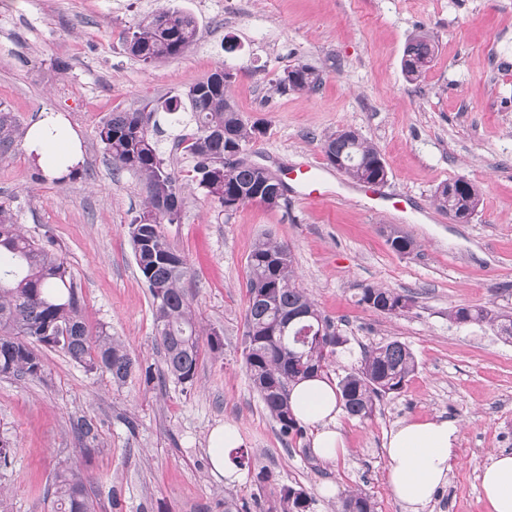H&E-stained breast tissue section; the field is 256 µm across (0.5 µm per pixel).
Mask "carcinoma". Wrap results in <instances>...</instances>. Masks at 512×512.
I'll return each mask as SVG.
<instances>
[{
	"label": "carcinoma",
	"instance_id": "obj_1",
	"mask_svg": "<svg viewBox=\"0 0 512 512\" xmlns=\"http://www.w3.org/2000/svg\"><path fill=\"white\" fill-rule=\"evenodd\" d=\"M194 18L168 8L144 17L126 40V50L145 64L175 58L194 42ZM436 53L432 38L420 31L404 49L402 69L408 80H418L431 66ZM322 73L297 63L277 80L281 92H315ZM204 78L180 93L149 101L140 107L113 112L97 129L113 169L131 171L145 183V210L129 224L134 258L153 300L156 340L164 352L163 374L181 384L193 383L201 354L200 333L191 301L181 286L186 262L162 231L176 224L183 206L182 185L166 156L163 141L181 151L189 161L187 177L219 206L267 200L261 187L265 170L247 162L245 155L259 128L227 94L207 87ZM14 143L8 116L0 115V160ZM328 163L340 161V171L358 182L379 177L386 166L380 151L357 131L342 128L320 140ZM434 203L450 218H466L482 204L478 186L449 189L444 183L434 193ZM387 242L409 254L414 242L403 230L387 231ZM248 304L244 336V364L254 390L279 425L281 435L292 441L305 438L306 430L289 406L292 386L316 374L330 376V367L346 339L317 308L305 289L296 283L288 245L265 237L248 257ZM357 303L383 315L410 310L414 300L389 288L364 285ZM458 325L486 324L501 336L512 338V314L491 306L455 307L448 313ZM324 322L337 337L334 343L305 344L294 336L305 327ZM62 352L86 370L104 371L121 385L141 365L112 337L106 327L91 332L82 315L76 285L64 260L54 250L22 232L13 215L0 207V375L35 377L43 371L40 349ZM418 364L412 351L398 340H389L364 352L360 367L337 382L344 409L351 418L366 419L376 401L400 393ZM54 512H94L87 479L72 467H60L54 476ZM282 512H312L313 499L302 489L281 490ZM336 512H376L367 494L356 490L338 502Z\"/></svg>",
	"mask_w": 512,
	"mask_h": 512
}]
</instances>
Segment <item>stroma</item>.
Returning a JSON list of instances; mask_svg holds the SVG:
<instances>
[{"label":"stroma","mask_w":512,"mask_h":512,"mask_svg":"<svg viewBox=\"0 0 512 512\" xmlns=\"http://www.w3.org/2000/svg\"><path fill=\"white\" fill-rule=\"evenodd\" d=\"M164 6L192 14L197 39L146 65L125 38ZM419 30L438 51L412 82L401 59ZM298 62L323 71L318 92L276 90L278 74ZM222 64L234 72L229 95L264 128L251 161L282 176L325 166L321 138L349 126L386 162L383 195L366 199L335 170L327 203L306 202L292 186L285 206L227 211L186 182L181 220L163 231L186 260L182 286L200 329L218 333L223 351L202 348L190 385L136 374L119 386L49 349L41 377L0 376V436L16 446L12 467L0 470V512H52L63 464L89 478L97 512H224L228 499L240 512H276L288 486L312 497L314 512H334L357 489L376 512H402L387 483L386 438L401 422L435 415L460 432L448 481L425 512H487L481 470L490 456L512 454V339L455 324L448 312L492 305L512 313V0H0V113L15 129L0 162V207L62 255L88 327H106L155 372L163 354L128 232L146 193L137 176L113 172L97 128L109 113L178 93ZM44 108L64 114L83 148L78 175L63 183L25 151ZM456 178L482 193L467 223L433 203L436 188ZM391 225L413 239V253L391 249L383 234ZM265 236L288 244L299 286L347 337L337 375L391 339L418 363L370 418L341 417L348 453L335 462L307 441L285 444L246 374L247 258ZM366 284L415 303L398 316L374 313L356 301ZM225 422L238 426L251 459L240 484L211 472L208 436Z\"/></svg>","instance_id":"35a3bbf8"}]
</instances>
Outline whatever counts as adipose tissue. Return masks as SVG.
<instances>
[{"label":"adipose tissue","instance_id":"obj_1","mask_svg":"<svg viewBox=\"0 0 512 512\" xmlns=\"http://www.w3.org/2000/svg\"><path fill=\"white\" fill-rule=\"evenodd\" d=\"M25 148L30 161L53 177L82 161L77 134L62 113L52 110L40 111L30 125ZM291 407L295 417L310 427L311 447L319 458L336 461L347 454L335 384L321 378L299 382L291 391ZM458 433L455 423L438 416L404 422L390 432L385 448L387 480L403 512H424L436 489L447 483ZM240 442V433L231 423L215 426L209 434L213 472L228 484L245 480L244 473L225 457ZM481 488L488 512H512V454L491 458L482 471Z\"/></svg>","mask_w":512,"mask_h":512}]
</instances>
